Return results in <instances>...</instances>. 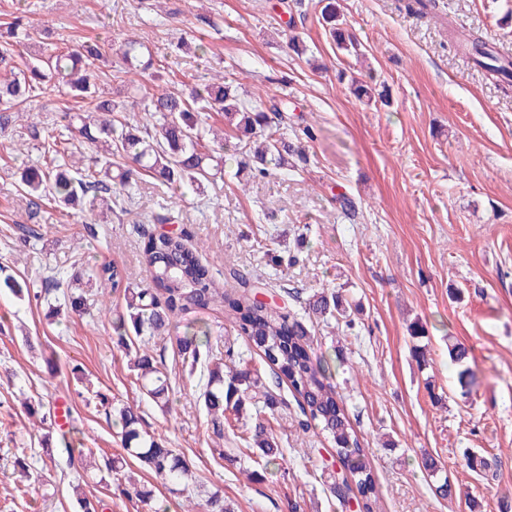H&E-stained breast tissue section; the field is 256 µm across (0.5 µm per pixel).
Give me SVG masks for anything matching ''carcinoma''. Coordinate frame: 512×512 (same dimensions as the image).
<instances>
[{
  "instance_id": "1",
  "label": "carcinoma",
  "mask_w": 512,
  "mask_h": 512,
  "mask_svg": "<svg viewBox=\"0 0 512 512\" xmlns=\"http://www.w3.org/2000/svg\"><path fill=\"white\" fill-rule=\"evenodd\" d=\"M318 21L324 27L336 48L352 53L358 44L336 6V0H318ZM46 30L34 28L19 19L0 30V68L7 76L0 77V126L11 122L12 114L30 116L27 104L31 94L40 86L55 80L62 87L83 98L94 101L90 111L64 112V129L68 140L80 146L87 145L98 153L93 168L77 161L66 167L65 157L51 150V161L42 167L23 170L21 181L28 192L40 199L51 198L69 211L99 212L106 215L118 207L127 211L132 200V188L139 176L151 174L162 182L179 186L184 182H200L221 170L224 147H243L246 160L241 170L253 179L269 175V166H284L288 157L303 155L302 147L288 141L272 126L288 119V102L273 101L264 109L251 107L241 98L238 86L221 74L201 87L187 93L173 91L149 92L140 85L136 91L143 96L145 120L112 117V113L127 112L121 101L103 99L99 93L101 72L96 62L102 57L103 45L78 40L66 50L27 61L20 69L13 66L17 45L37 44ZM475 65L502 82L512 80V60L496 51L483 36L460 33L453 42ZM126 72L139 74L151 65L152 52L135 38H127L120 49ZM353 96L368 105L387 103L383 93L372 84L353 81ZM222 112L231 126V133L214 132L201 120L206 112ZM144 262L149 268L153 287H133L124 282L120 271L111 265H102L88 276L75 275L67 285L63 297L54 298L49 316L62 313L81 315L90 306V296L100 304L117 289L123 290L125 312L116 315L112 330L117 344L124 345L128 333L137 336H159L169 330L172 320L189 308H211L224 305V316L231 320L239 335L254 345L271 371V383L278 388L288 383L303 420L304 430L316 425L321 434L335 445L336 461L347 467L356 488L354 499L360 512H375L378 489L369 455L350 421L341 395L330 381L329 367L308 354L311 332L297 316L283 314L259 305L252 298L248 286L252 275L233 268L229 275L243 288L233 297L220 291L209 268L203 265L186 236H149L145 241ZM308 311L324 321L343 319L352 323V307L337 293L325 291L313 294L306 303ZM182 363L191 369L202 367L207 371L203 383V404L209 417L212 434L224 439V413L240 412L252 407L256 416L274 405V396L265 390L260 370L238 369L223 359H215L203 350L198 334L176 338ZM448 356L457 367V381L461 389L471 382L469 349L462 343L448 344ZM130 368L141 381L147 397L156 405H169L170 378L163 362L143 354L130 360ZM115 425L121 429L124 455L106 457L98 470L115 482L123 495L131 494L147 501L153 491L122 482L127 458L133 457L152 471L161 482L179 494L188 497L200 495L193 464L172 448H167L155 437L140 429V411L123 406L114 412ZM248 439L270 464L282 458L278 443L268 427L258 421L250 430ZM422 467L433 478H438L435 493L442 499L456 494L448 477H440L442 465L433 457H426ZM196 512H234L224 501V493L217 489L198 500Z\"/></svg>"
}]
</instances>
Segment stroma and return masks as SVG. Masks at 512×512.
Segmentation results:
<instances>
[{
  "instance_id": "1",
  "label": "stroma",
  "mask_w": 512,
  "mask_h": 512,
  "mask_svg": "<svg viewBox=\"0 0 512 512\" xmlns=\"http://www.w3.org/2000/svg\"><path fill=\"white\" fill-rule=\"evenodd\" d=\"M364 47L362 59L337 54L315 12L290 18L283 0H0V25L24 16L55 31L51 50L86 37L110 46L100 61L105 96H129L116 74L117 50L133 36L150 46L154 64L143 82L189 91L221 72L236 80L253 106L268 100L296 105L283 131L315 129L293 169L273 170L248 185L237 182L234 157L200 187L170 191L145 176L129 213L108 223L69 213L53 201L32 205L23 168L43 163V144L60 137L64 109L86 110L85 99L46 85L31 102L37 130L0 129V512H77L75 490L99 501V512H182V497L130 462L154 497L144 502L111 494L95 472L69 467L64 445L98 456L121 454L122 444L99 402L139 406L144 431L190 459L205 490H223L235 512H342L326 490L336 456L317 430L300 432L295 406L281 402L265 423L283 452L266 464L246 443L241 422L224 431V456L213 457L212 433L199 401L202 370L188 371L175 339L208 329L210 354L263 361L223 311L179 315L168 335L139 338L140 350L163 360L171 381L170 406L151 403L111 341V311L51 321L42 294L65 292L72 273L115 266L131 284H151L142 251L147 233L167 228L188 236L202 262L222 281L229 267L249 271L272 306L301 312L320 290L337 291L359 312L352 325L310 318L313 356L330 358L331 381L368 449L376 474V512H504L512 504V86L492 79L450 48L449 32L465 29L512 57V0H436L420 15L405 0H337ZM307 47L288 48L289 37ZM189 50H177L180 41ZM374 70L389 105L369 107L350 95L347 79ZM346 72L339 81L338 72ZM358 206L346 217L336 198ZM296 264H288L289 256ZM27 284L18 298L5 279ZM470 350L475 383L462 395L448 345ZM427 347L418 367L414 346ZM81 376H74L73 367ZM41 402L39 423L20 405ZM473 452L497 461L495 474L467 467ZM430 455L461 491L444 500L419 468ZM27 462L35 479L13 471ZM256 473V480L245 477Z\"/></svg>"
}]
</instances>
